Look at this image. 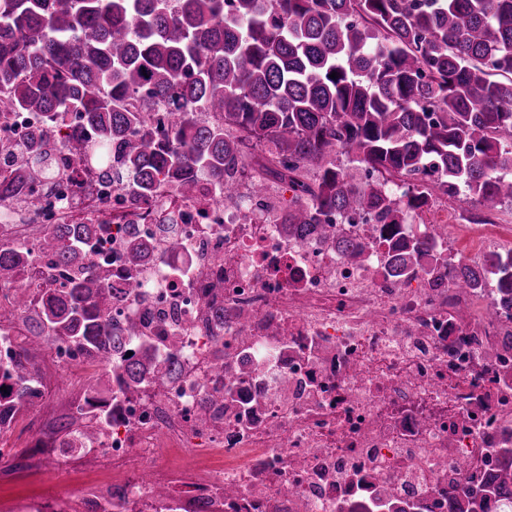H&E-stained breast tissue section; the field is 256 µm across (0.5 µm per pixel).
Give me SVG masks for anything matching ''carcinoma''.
I'll use <instances>...</instances> for the list:
<instances>
[{
    "instance_id": "obj_1",
    "label": "carcinoma",
    "mask_w": 512,
    "mask_h": 512,
    "mask_svg": "<svg viewBox=\"0 0 512 512\" xmlns=\"http://www.w3.org/2000/svg\"><path fill=\"white\" fill-rule=\"evenodd\" d=\"M156 101L159 128L146 117ZM14 112L43 117L0 140V207L20 218L40 208V188L79 186L87 171L134 205L154 195L179 205L204 180L231 197L258 147L268 163L252 194L266 196L269 176L288 184V233L330 237L331 214H370L400 275L445 238L438 228L396 238L407 210L462 195L512 204V0H0V117ZM363 166L379 177L358 180ZM390 182L404 185L399 197ZM95 224H43L32 246L0 226V324L20 321L29 336L0 365V434L25 410L48 340L110 366L141 333L112 322L107 276L86 260ZM39 259L70 276L36 296L24 272ZM448 276L463 291L512 295V256ZM121 369L120 392L177 372L148 354ZM84 400L110 424L112 378L88 379ZM76 422L63 416L56 431L92 440ZM498 456L496 474L463 485L448 512L512 506V448Z\"/></svg>"
}]
</instances>
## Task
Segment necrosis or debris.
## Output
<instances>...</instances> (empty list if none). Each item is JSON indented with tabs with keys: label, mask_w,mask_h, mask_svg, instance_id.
<instances>
[{
	"label": "necrosis or debris",
	"mask_w": 512,
	"mask_h": 512,
	"mask_svg": "<svg viewBox=\"0 0 512 512\" xmlns=\"http://www.w3.org/2000/svg\"><path fill=\"white\" fill-rule=\"evenodd\" d=\"M40 195L38 225L95 210L90 261L110 274L112 318L141 325L127 350L179 367L114 395L84 512H193L200 499L215 512H382L392 499L448 512L459 482H481L493 449L512 447V312L487 318L497 289L462 292L446 274L511 253V225H455L433 268L394 279L369 215L337 218L332 238L293 237L246 177L234 197L208 185L173 209L161 197L130 207L94 181ZM166 210L183 249L160 232ZM132 232L159 260L129 266ZM340 237L362 246L361 264ZM161 449L182 467L155 463ZM161 485L175 494L156 500Z\"/></svg>",
	"instance_id": "1"
}]
</instances>
